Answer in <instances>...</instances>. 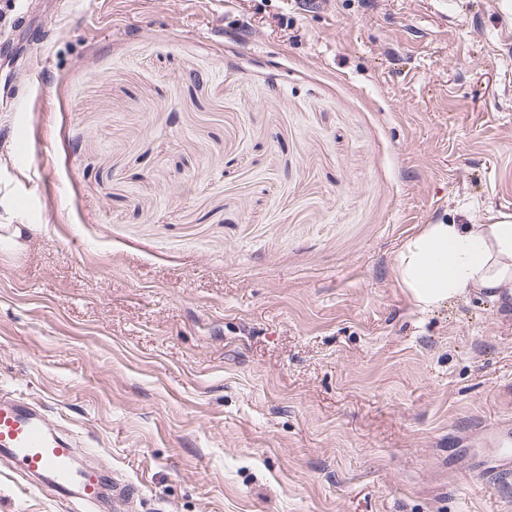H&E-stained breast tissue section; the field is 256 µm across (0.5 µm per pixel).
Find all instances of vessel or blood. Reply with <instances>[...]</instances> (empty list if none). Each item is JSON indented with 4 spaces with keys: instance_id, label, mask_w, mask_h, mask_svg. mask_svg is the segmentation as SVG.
Returning a JSON list of instances; mask_svg holds the SVG:
<instances>
[{
    "instance_id": "b4317fda",
    "label": "vessel or blood",
    "mask_w": 512,
    "mask_h": 512,
    "mask_svg": "<svg viewBox=\"0 0 512 512\" xmlns=\"http://www.w3.org/2000/svg\"><path fill=\"white\" fill-rule=\"evenodd\" d=\"M44 406L0 394V456L9 459L17 475L44 478L57 492L79 487V497L94 503L101 497L106 477L96 470H75L74 442L46 421Z\"/></svg>"
}]
</instances>
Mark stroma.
Here are the masks:
<instances>
[{
    "label": "stroma",
    "instance_id": "obj_1",
    "mask_svg": "<svg viewBox=\"0 0 512 512\" xmlns=\"http://www.w3.org/2000/svg\"><path fill=\"white\" fill-rule=\"evenodd\" d=\"M16 16L0 392L111 471V512H512V312L393 272L424 225L512 214V0ZM0 512L96 510L0 460Z\"/></svg>",
    "mask_w": 512,
    "mask_h": 512
}]
</instances>
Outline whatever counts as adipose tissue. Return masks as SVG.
I'll use <instances>...</instances> for the list:
<instances>
[{
	"instance_id": "ef3b65f1",
	"label": "adipose tissue",
	"mask_w": 512,
	"mask_h": 512,
	"mask_svg": "<svg viewBox=\"0 0 512 512\" xmlns=\"http://www.w3.org/2000/svg\"><path fill=\"white\" fill-rule=\"evenodd\" d=\"M394 271L423 308L476 290L512 309V217L425 225L398 252Z\"/></svg>"
}]
</instances>
